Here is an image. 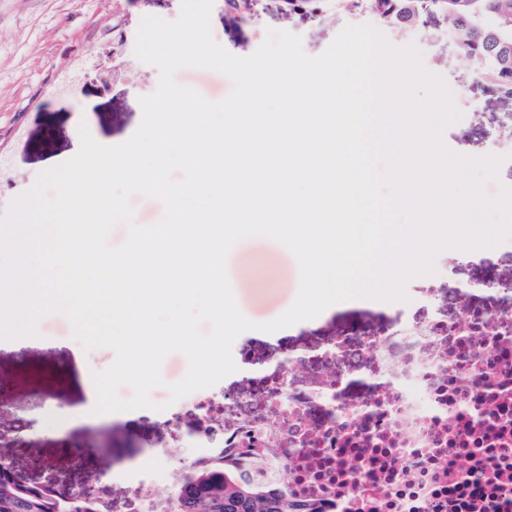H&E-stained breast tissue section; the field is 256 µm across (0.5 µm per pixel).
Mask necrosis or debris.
I'll return each mask as SVG.
<instances>
[{"mask_svg":"<svg viewBox=\"0 0 512 512\" xmlns=\"http://www.w3.org/2000/svg\"><path fill=\"white\" fill-rule=\"evenodd\" d=\"M482 306L377 329L358 323L244 388L248 413L189 396L200 448L317 512H512V274L478 284ZM365 392L347 395L351 380ZM154 474L114 490L117 512H170Z\"/></svg>","mask_w":512,"mask_h":512,"instance_id":"4bbe7bcc","label":"necrosis or debris"}]
</instances>
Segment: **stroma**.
<instances>
[{"label":"stroma","instance_id":"stroma-1","mask_svg":"<svg viewBox=\"0 0 512 512\" xmlns=\"http://www.w3.org/2000/svg\"><path fill=\"white\" fill-rule=\"evenodd\" d=\"M181 0H158L141 8L133 0H0V159L7 169L0 176V216L18 197L30 191L39 175L72 158L80 148L79 127L87 125L103 145L128 140L142 120L139 99L146 88H157L159 70L136 56L125 59L127 76L102 89L91 70L102 63V51L112 42L121 22L139 28L147 16L168 21L178 18ZM339 11L314 20H287L277 0H253L249 10L230 12L224 0H214L211 30L214 39L233 55L253 54L265 41L268 29L287 30L302 38L310 56L323 53L347 25ZM444 16L422 14L412 33L413 46L422 54L430 73L442 76L450 91H464L469 102L462 118L449 124L441 139L446 149L467 157L494 154L500 134L512 127V97L496 93L488 80L449 43ZM86 77L78 89L57 93L61 80L77 68ZM179 85L190 87L211 101L232 90L224 74L203 68L184 67L175 74ZM60 135L59 148L51 153L25 150L26 138L46 129ZM457 249L448 248L435 258V271L417 275L405 284V294L417 296L432 283L450 287L445 308L458 311V287L486 276L489 267L512 271V235L489 248L490 266L462 265ZM227 271L237 303L250 320L263 323L283 314L294 302L300 273L295 257L281 244L265 237L244 239L229 254ZM395 301H367L339 305L314 319L266 333L249 330L233 343V354L248 352L261 357L281 340L301 345L322 333H337L354 321L381 327L394 320ZM115 353L108 348L84 349L73 336L70 322L48 317L39 320L34 335L0 344V376L10 388L4 402L11 414L0 423V458L31 480L39 479L42 467L52 469L66 486L83 484L99 472L102 456L113 461L100 487L111 497L114 485L142 470L172 469L191 474L189 459L197 457L191 445L158 454L156 443L169 437L170 427L160 412L136 409L112 414L91 423L81 411L97 398L93 376L105 370ZM65 375V389H58V375ZM27 424L26 444H13L14 427Z\"/></svg>","mask_w":512,"mask_h":512}]
</instances>
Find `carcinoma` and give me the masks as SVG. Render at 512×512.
Returning <instances> with one entry per match:
<instances>
[{
    "label": "carcinoma",
    "mask_w": 512,
    "mask_h": 512,
    "mask_svg": "<svg viewBox=\"0 0 512 512\" xmlns=\"http://www.w3.org/2000/svg\"><path fill=\"white\" fill-rule=\"evenodd\" d=\"M448 28L457 31L460 52L488 78L512 88V64L497 57L486 41L490 30L512 43V0H482L479 15L448 13ZM173 512H291L288 499L250 486L237 472L220 465L202 466L193 477L180 476ZM0 512H56L52 495L28 484L11 466L0 462Z\"/></svg>",
    "instance_id": "carcinoma-1"
}]
</instances>
